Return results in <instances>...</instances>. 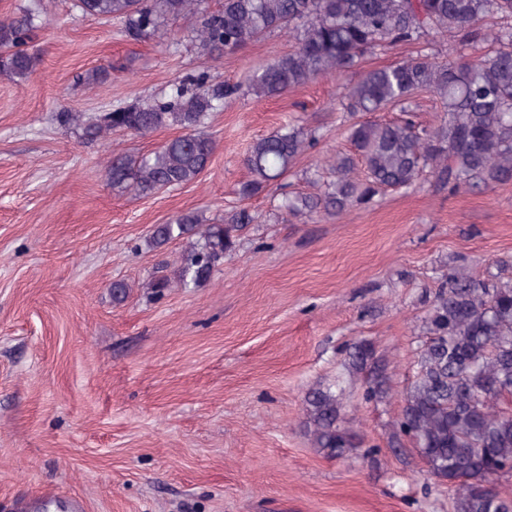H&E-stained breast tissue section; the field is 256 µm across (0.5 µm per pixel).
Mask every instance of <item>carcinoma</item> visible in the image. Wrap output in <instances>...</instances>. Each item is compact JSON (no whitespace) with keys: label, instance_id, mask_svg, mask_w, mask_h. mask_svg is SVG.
I'll return each instance as SVG.
<instances>
[{"label":"carcinoma","instance_id":"cac0c4a2","mask_svg":"<svg viewBox=\"0 0 512 512\" xmlns=\"http://www.w3.org/2000/svg\"><path fill=\"white\" fill-rule=\"evenodd\" d=\"M87 15L117 19L135 41L170 37L165 23L194 17L202 0H76ZM489 15L512 19V0H224L192 28L191 38L207 57L243 48L261 36L286 30L288 52L259 65L248 87L257 97L280 96L334 74L341 78L367 53L429 34L477 48L490 41L486 56L435 60L427 56L374 69L344 87L341 109L351 116L400 109L393 121H363L349 127L353 152L328 161L336 179H320L314 195L285 191L283 177L296 159L318 144L317 133L286 123L254 139L245 156L244 198L269 188L283 190L285 215L338 216L369 205L379 192L416 186L423 173L453 194L468 187L512 181V26L486 38ZM36 28L28 11L0 20V76L24 79L37 60L29 52ZM237 87L213 84L207 72L189 73L161 96L118 105L109 112L64 111L61 124L96 140L114 132L146 135L177 125L184 133L144 156L117 155L105 177L114 188L148 196L187 184L210 164L216 142L204 130L209 115L224 108ZM417 92L446 107L439 124L421 126L406 110ZM258 216L232 209L207 224L198 211H185L152 227L146 245L153 251L181 240L186 248L171 275L147 287L160 297L177 285L207 282ZM352 365L367 370L363 398L387 392V364L363 344L350 353ZM416 376L406 389L393 436L410 439L428 473L450 482L451 512H512V497L495 480L512 473V413L500 407L512 395V280L442 278L425 320V340L417 348ZM312 447L340 459L360 446V436L344 416L341 395L331 387L305 397Z\"/></svg>","mask_w":512,"mask_h":512}]
</instances>
